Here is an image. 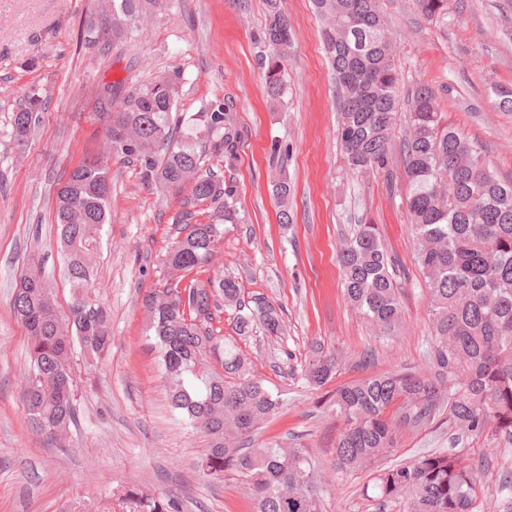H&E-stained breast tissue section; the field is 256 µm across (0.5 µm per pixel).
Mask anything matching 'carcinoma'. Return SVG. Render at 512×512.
Instances as JSON below:
<instances>
[{
	"mask_svg": "<svg viewBox=\"0 0 512 512\" xmlns=\"http://www.w3.org/2000/svg\"><path fill=\"white\" fill-rule=\"evenodd\" d=\"M170 0H99L87 20L93 44L142 38V14ZM425 18L447 15V0H415ZM325 25L321 34L340 95L337 138L347 168L357 174L384 169L394 142L399 72L378 0H312ZM264 39L265 91L279 101L286 93L282 64L292 27L280 0H267ZM112 38L98 36L102 25ZM179 77L165 74L118 98L113 86L96 90L95 116L106 117L102 147L69 171L55 201L59 245L67 256L74 290L69 314H59L53 292L32 258L12 300L25 327L30 361L22 400L36 409L32 427L50 437L66 435L76 421L77 394L72 348L79 343L90 359L102 357L112 336L106 308L86 287L92 279L90 252L111 216L112 158L139 165L160 192L187 187L189 208L176 218L178 236L166 255L167 285L145 297L150 330L161 349L162 375L172 410L208 439L197 468L206 480L227 474L241 478L255 512H321L313 491L315 466L307 449L268 442L249 447L257 431L283 407L248 371L246 358L221 348L213 329L222 307L236 311L238 335L261 326L284 334L281 312L264 296L247 301L233 276L183 279L212 263L224 224L236 221L233 186L206 161L232 166L237 136L224 99L210 101L182 127L172 117ZM41 96L32 89L12 113L11 138L23 152L39 122ZM402 140L408 181L406 209L415 261L425 282L426 315L432 341L426 370H396L336 388L327 406L343 421L336 463L343 472L375 470L373 488L384 506L403 512H481L485 475L474 458L459 451L423 455L413 463L380 467L399 445L402 429L434 422L448 410V427L489 443L512 440V180L494 172L467 137L442 118L437 95L417 86ZM273 193L279 222L290 224L288 180ZM210 210L196 221L194 208ZM345 293L369 328L395 331L403 319L400 284L375 224H359L341 250ZM212 354L223 372L205 363ZM337 357L315 345L303 377L319 389L335 378ZM129 512H181L167 496L135 487L121 490Z\"/></svg>",
	"mask_w": 512,
	"mask_h": 512,
	"instance_id": "obj_1",
	"label": "carcinoma"
}]
</instances>
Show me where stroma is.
<instances>
[{"label":"stroma","mask_w":512,"mask_h":512,"mask_svg":"<svg viewBox=\"0 0 512 512\" xmlns=\"http://www.w3.org/2000/svg\"><path fill=\"white\" fill-rule=\"evenodd\" d=\"M98 0H0V512H128L116 492L136 486L177 498L182 512H252L238 477L207 481L195 461L207 446L167 406L158 347L143 299L164 287V259L176 233L184 192L160 194L138 166L111 163V221L93 253V287L110 312L112 347L98 361L73 350L78 419L68 436L49 440L28 422L21 400L27 372L26 331L11 300L30 256H38L56 306L67 312L72 288L58 251L54 205L58 183L104 130L91 117L96 87L125 96L160 74H179L177 114L203 111L214 98L229 106L238 137L233 181L238 221L225 224L209 276L236 277L245 297L262 295L284 312V336L254 327L237 335L234 313H217L223 343L243 352L251 373L283 398V409L255 435V445L295 440L315 460L322 512H398L382 506L368 471L336 470L342 422L326 405L336 386L390 370L429 365L426 294L414 261L398 150L385 169L351 174L336 141L335 80L311 0H282L293 43L283 60L288 93L265 94L266 0H172L147 11L136 42L87 46L85 22ZM399 69V95L433 87L449 124L479 145L500 177L512 178V0H448V16L431 22L415 0H381ZM43 100L40 123L24 152L11 145V116L29 87ZM290 148L293 223L277 220L269 164L275 142ZM358 224H374L391 254L405 319L383 335L367 327L344 295L338 255ZM339 356L334 382L313 389L302 378L311 344ZM462 449L482 459L483 512H507L500 491L512 471V443L487 449L434 422L404 429L392 459L412 463L425 452Z\"/></svg>","instance_id":"1"}]
</instances>
